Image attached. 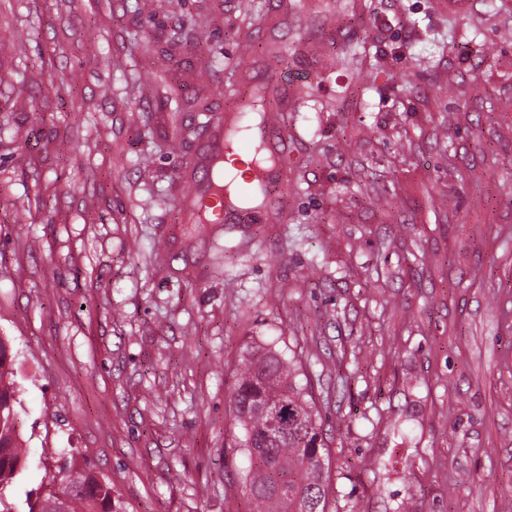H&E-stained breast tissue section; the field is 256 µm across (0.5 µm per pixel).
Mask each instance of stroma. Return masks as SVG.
<instances>
[{
    "mask_svg": "<svg viewBox=\"0 0 512 512\" xmlns=\"http://www.w3.org/2000/svg\"><path fill=\"white\" fill-rule=\"evenodd\" d=\"M0 37L15 512L64 462L113 512H250L253 343L298 356L327 512H512V0H0ZM204 67L228 126L230 85H289L269 194L223 224L180 205L214 127L170 87Z\"/></svg>",
    "mask_w": 512,
    "mask_h": 512,
    "instance_id": "1",
    "label": "stroma"
}]
</instances>
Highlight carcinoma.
I'll return each mask as SVG.
<instances>
[{
	"mask_svg": "<svg viewBox=\"0 0 512 512\" xmlns=\"http://www.w3.org/2000/svg\"><path fill=\"white\" fill-rule=\"evenodd\" d=\"M210 75L199 72V88L187 102L190 109L206 112L205 90ZM249 97L256 111L282 112L285 101L265 87ZM298 362L262 346L242 356L230 401L235 425L241 431L239 447L249 458L245 489L253 512H326L324 444L319 411L306 389L296 381ZM17 400L12 359L0 353V512H13L2 490L25 467V449L17 428ZM65 498L68 512H112V485L98 479L90 467H61L49 476L47 492L29 512H48Z\"/></svg>",
	"mask_w": 512,
	"mask_h": 512,
	"instance_id": "1",
	"label": "carcinoma"
}]
</instances>
